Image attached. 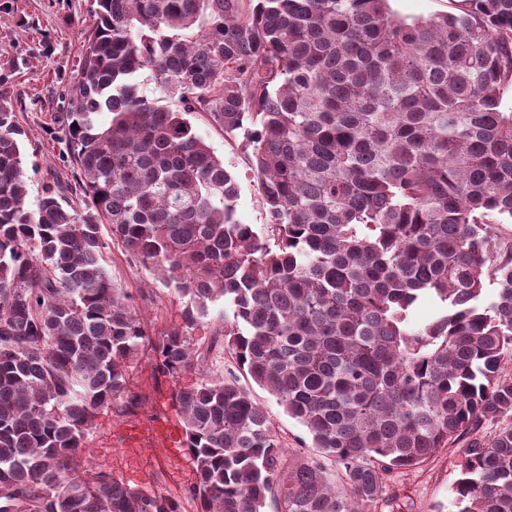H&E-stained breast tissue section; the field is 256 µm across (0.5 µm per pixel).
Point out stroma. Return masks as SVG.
I'll list each match as a JSON object with an SVG mask.
<instances>
[{"instance_id":"obj_1","label":"stroma","mask_w":512,"mask_h":512,"mask_svg":"<svg viewBox=\"0 0 512 512\" xmlns=\"http://www.w3.org/2000/svg\"><path fill=\"white\" fill-rule=\"evenodd\" d=\"M96 0H0V73L6 74L5 89L12 97L20 125L26 132V204L35 207L45 186L70 180L73 166L54 116L65 111L67 90L77 72L84 30L96 20ZM194 131L223 159L239 184L237 215L242 223L262 230L266 211L253 187L250 160L238 144L227 142L206 115H192ZM103 264L113 280L131 295L142 316L156 329H169L181 322L182 301L173 284L160 274L128 256L111 241ZM224 324V304L216 302L192 335L194 347L204 353V369L236 377L253 399L266 410L283 445L291 452H310L312 441L305 427L290 418L277 399L241 371L227 352L211 347L215 331ZM197 371L184 373L179 381L154 377L148 361H141L133 381L141 397L135 414L101 411L81 454L99 469L127 485L151 493L157 490L179 498L182 512H197L187 496L196 481L195 465L185 447L168 448L158 442L161 423L181 425L179 412L171 407L174 386L189 387ZM462 447L443 449L431 461L390 475L387 497L375 512H437L450 506L452 488L458 477Z\"/></svg>"}]
</instances>
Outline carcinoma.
I'll use <instances>...</instances> for the list:
<instances>
[{
	"instance_id": "cac0c4a2",
	"label": "carcinoma",
	"mask_w": 512,
	"mask_h": 512,
	"mask_svg": "<svg viewBox=\"0 0 512 512\" xmlns=\"http://www.w3.org/2000/svg\"><path fill=\"white\" fill-rule=\"evenodd\" d=\"M389 2L97 0L58 117L77 171L33 210L0 91V512H182L76 456L99 411L138 408L135 364L197 366L220 299L218 347L316 452L200 373L171 395L197 512H372L391 473L467 436L452 512H512V0L412 21ZM199 112L245 139L263 232ZM103 224L174 283L180 326L151 330L112 281ZM424 295L446 313L414 327ZM222 326L224 327V303L218 301L210 305L209 316L192 335L191 342L194 348L205 355L202 363L204 368L213 374L224 375L226 378L236 377L239 384L249 390L253 399L265 408L283 445L289 448L290 453H313L315 448H311L312 441L307 429L290 418L273 395L255 384L246 373L241 371L228 352L217 349L207 352L214 338L213 334Z\"/></svg>"
}]
</instances>
